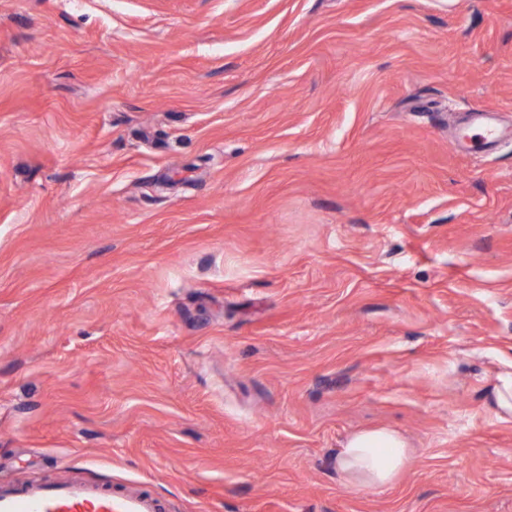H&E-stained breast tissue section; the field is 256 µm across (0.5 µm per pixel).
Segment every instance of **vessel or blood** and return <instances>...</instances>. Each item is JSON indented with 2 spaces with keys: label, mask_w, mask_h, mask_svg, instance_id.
Wrapping results in <instances>:
<instances>
[{
  "label": "vessel or blood",
  "mask_w": 512,
  "mask_h": 512,
  "mask_svg": "<svg viewBox=\"0 0 512 512\" xmlns=\"http://www.w3.org/2000/svg\"><path fill=\"white\" fill-rule=\"evenodd\" d=\"M468 129L470 139L482 145L495 140L491 119L484 113H472ZM0 512H158V505L149 498H117L86 482L15 481L0 485Z\"/></svg>",
  "instance_id": "1"
}]
</instances>
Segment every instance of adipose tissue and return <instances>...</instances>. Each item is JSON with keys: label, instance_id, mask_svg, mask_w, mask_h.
Wrapping results in <instances>:
<instances>
[{"label": "adipose tissue", "instance_id": "1", "mask_svg": "<svg viewBox=\"0 0 512 512\" xmlns=\"http://www.w3.org/2000/svg\"><path fill=\"white\" fill-rule=\"evenodd\" d=\"M411 463L404 438L388 428L353 433L336 455L337 471L354 486H390Z\"/></svg>", "mask_w": 512, "mask_h": 512}]
</instances>
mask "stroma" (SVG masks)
Listing matches in <instances>:
<instances>
[{
	"instance_id": "obj_1",
	"label": "stroma",
	"mask_w": 512,
	"mask_h": 512,
	"mask_svg": "<svg viewBox=\"0 0 512 512\" xmlns=\"http://www.w3.org/2000/svg\"><path fill=\"white\" fill-rule=\"evenodd\" d=\"M511 363L512 0H0V483L512 512ZM470 116L471 121L468 123L469 135L467 136L468 145L471 148L473 141L476 139L480 144L488 147L496 138L491 118L483 112H471ZM492 410L499 420H512V365L496 375L491 393ZM411 463L406 441L388 428L355 432L336 454V470L352 486H390Z\"/></svg>"
}]
</instances>
